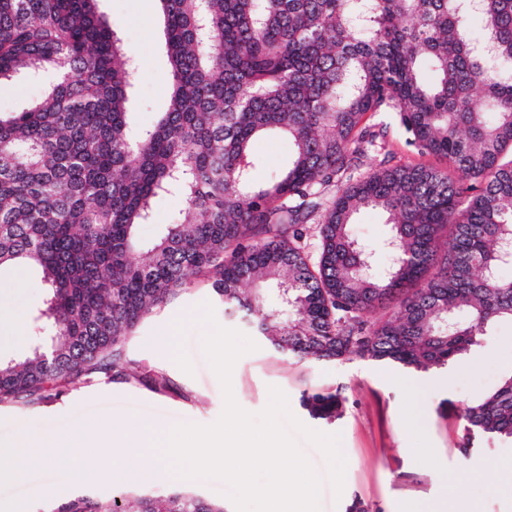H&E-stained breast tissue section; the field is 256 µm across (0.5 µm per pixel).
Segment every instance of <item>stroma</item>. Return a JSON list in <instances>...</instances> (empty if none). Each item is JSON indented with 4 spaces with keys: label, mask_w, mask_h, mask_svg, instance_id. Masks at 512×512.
Segmentation results:
<instances>
[{
    "label": "stroma",
    "mask_w": 512,
    "mask_h": 512,
    "mask_svg": "<svg viewBox=\"0 0 512 512\" xmlns=\"http://www.w3.org/2000/svg\"><path fill=\"white\" fill-rule=\"evenodd\" d=\"M99 8L140 63L132 98L135 123L152 125L165 111L169 96L158 0H99ZM50 83L47 71L34 79L0 83V112L27 108ZM368 123L383 132L386 152L370 153L364 168L377 166L385 157L394 165H436V158L406 145L393 113H375ZM253 149L258 159L255 179L263 183L285 164L292 144L283 137H262ZM211 283L208 275L193 276L172 301L153 309L134 329L123 346V357L135 365V377L107 368L93 372L78 387L49 392L32 405L0 403V442L22 434L64 440L109 418L119 426L128 418L165 428L214 423L224 400L202 350L206 326L200 307L210 303L222 327L244 333L249 327L229 315ZM46 296L36 270H0V358L27 352L36 334L33 318ZM17 314L22 323L10 326V318ZM177 318L185 326L178 353L170 354L157 338ZM256 343L257 351L242 356L233 369L238 404L248 412H260L268 402L269 387L275 386L287 394L291 411L308 427L342 436L347 461L344 489L337 496L330 484H323V512H349L356 501L366 512H402L407 505L445 512L451 497L468 504L472 512H512V492L497 488L501 476L512 471V442L486 439L467 453L457 445L460 408L512 374L511 322L491 329L456 364L427 372H404L359 358L337 363L292 359L264 338ZM314 391L340 392L346 400L343 417L331 424L310 419L301 397ZM119 492L106 481L73 485L66 471L44 469L0 483V512H10L19 500L25 501L27 512H40L48 502L58 504L81 494L109 498Z\"/></svg>",
    "instance_id": "stroma-1"
}]
</instances>
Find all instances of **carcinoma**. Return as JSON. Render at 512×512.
<instances>
[{
  "instance_id": "1",
  "label": "carcinoma",
  "mask_w": 512,
  "mask_h": 512,
  "mask_svg": "<svg viewBox=\"0 0 512 512\" xmlns=\"http://www.w3.org/2000/svg\"><path fill=\"white\" fill-rule=\"evenodd\" d=\"M99 0H0V79L57 80L0 113V268L38 269L39 339L0 358V402L78 385L195 274L287 357L368 359L426 371L512 321V0H159L171 95L151 127L130 112L137 64ZM479 16L483 32L469 18ZM393 112L420 154L449 170L379 165L354 178ZM286 136L259 184L254 141ZM183 208L147 251L155 202ZM388 215L384 269L352 231ZM320 251H304L306 224ZM273 287L283 312L263 304ZM387 303L392 311L373 320ZM343 415L338 393L302 396ZM460 450L512 440V375L466 404ZM49 512H224L189 488L78 496Z\"/></svg>"
}]
</instances>
